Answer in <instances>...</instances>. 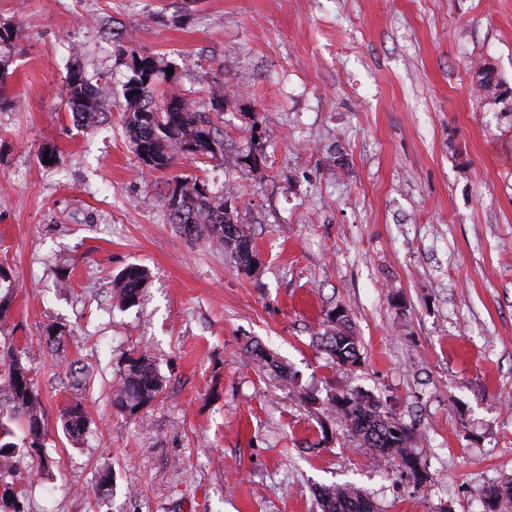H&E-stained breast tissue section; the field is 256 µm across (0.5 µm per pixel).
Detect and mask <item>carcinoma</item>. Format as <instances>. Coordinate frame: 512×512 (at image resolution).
<instances>
[{
  "mask_svg": "<svg viewBox=\"0 0 512 512\" xmlns=\"http://www.w3.org/2000/svg\"><path fill=\"white\" fill-rule=\"evenodd\" d=\"M141 74L134 79L137 88L127 89L125 98L132 106L125 121L126 132L134 141L142 164L149 170L165 171L172 167L175 154L184 152V145L195 146L194 154L215 156L218 144L217 130L209 117L194 111L184 96L171 93L162 104L153 101L156 88L167 80L164 72L145 58ZM486 66L477 70L478 84L490 98L503 101L512 97L500 78L489 79ZM69 105L82 121L93 123L98 117L100 99L105 90L85 80L67 78ZM156 113V120L149 122L142 113ZM169 197L179 196L178 208L169 211V220L179 225L182 234L190 241L204 236L218 237L231 249L241 267H250L252 251L250 238L234 223L222 196L210 195L195 182L174 179ZM149 279L148 271L139 265H129L116 277V299L125 307L138 303ZM336 326L321 337V344L331 362L342 366H355L360 361L359 344L351 332L344 314L334 318ZM249 357L263 370L269 369L282 380L288 371L262 345L246 347ZM25 350L13 346L0 352V512H24L21 499L24 489L18 459L35 453L42 465L52 462L46 451V428L42 404L30 376V369L23 362ZM164 378L154 362L145 354L127 358L118 387L112 394V405L129 415L153 402L163 390ZM344 404H333L353 441L379 458L395 463L398 470H413L417 455L409 448L412 431L405 426L394 433L396 415L384 409L380 401L360 390L336 396ZM64 433L73 439H82L89 433V423L80 401L68 404L60 414ZM512 494V485H490L484 490L489 512H497V504ZM321 512H374L368 497L349 484L322 487L317 490Z\"/></svg>",
  "mask_w": 512,
  "mask_h": 512,
  "instance_id": "cac0c4a2",
  "label": "carcinoma"
}]
</instances>
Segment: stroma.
<instances>
[{"label":"stroma","mask_w":512,"mask_h":512,"mask_svg":"<svg viewBox=\"0 0 512 512\" xmlns=\"http://www.w3.org/2000/svg\"><path fill=\"white\" fill-rule=\"evenodd\" d=\"M4 29L0 347L27 352L55 459L21 464L29 512H320L315 486L346 482L377 512H484L512 479V115L475 71L512 86V0H0ZM145 56L219 128L215 156L143 168L123 92ZM73 71L108 92L89 126ZM171 176L230 199L249 270L179 234ZM132 264L150 279L126 309ZM339 307L355 366L319 345ZM142 352L166 389L116 412ZM351 390L414 426L422 482L349 438L328 401ZM148 279V271L139 265H129L124 268L115 280V288H118L116 295L118 303L125 308L135 306ZM249 357L262 369H270L275 372L282 380L288 381V371L282 366L274 356L259 343L250 344L246 347ZM59 420L64 433L73 439H83L89 433V423L84 407L77 399L67 404Z\"/></svg>","instance_id":"obj_1"}]
</instances>
